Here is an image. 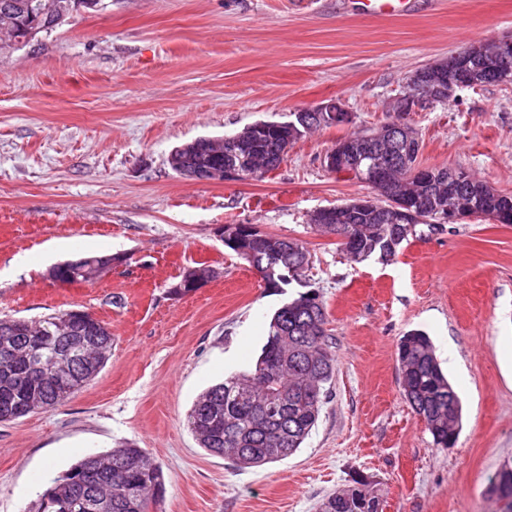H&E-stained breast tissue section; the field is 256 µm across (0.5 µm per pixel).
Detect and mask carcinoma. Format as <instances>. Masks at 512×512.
<instances>
[{"label":"carcinoma","instance_id":"obj_1","mask_svg":"<svg viewBox=\"0 0 512 512\" xmlns=\"http://www.w3.org/2000/svg\"><path fill=\"white\" fill-rule=\"evenodd\" d=\"M76 0H0V22L11 19V28H0V51L14 47L21 35L31 40L71 15ZM440 71L421 84L430 103L446 101L442 89L464 72L483 75L480 86L498 85L500 74L512 75V50L493 46L448 56ZM403 152L409 164L418 163L421 145L418 132L410 129ZM277 131L243 140L235 135L221 139L199 138L190 150L179 154L182 168L202 173L216 165L231 164L255 172L279 158L272 151ZM334 173L352 174L385 166L373 186L377 198L344 203L332 223L356 237L354 245L365 261L384 259L396 224L430 231L440 228L437 213L419 212L431 201L439 210L461 200L475 216L512 224V195L487 186L468 184L448 196V168H433L427 181L414 180L391 157L386 137L365 140L351 135L337 142ZM393 198L411 203L413 216L404 221L391 217L387 207ZM228 249L261 268L272 266L268 288H279L288 279L298 281L311 263V254L295 238L266 235L258 245L252 235L243 236ZM86 258L54 267L56 278L73 280ZM324 304L311 302L308 293L282 305L269 323L266 342L255 366L233 372L203 392L186 415V426L199 447L208 454L230 460L239 470L262 467L294 454L316 427L329 391L336 359L326 329ZM112 330L107 323L85 311L72 320L62 310L37 321L0 318V422L15 421L47 412L94 380L105 367L112 349ZM401 386L405 400L425 423L433 443L453 446L461 421L462 402L443 373L429 336L411 331L397 346ZM488 491L500 503L499 512H512V479L493 478ZM164 492L161 468L144 448L128 444L109 452L91 454L63 478L48 486L29 512H54L51 504L63 501L68 512H148ZM319 512H378L360 501L355 490L343 488L327 495Z\"/></svg>","mask_w":512,"mask_h":512}]
</instances>
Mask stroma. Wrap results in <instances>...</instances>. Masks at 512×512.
Instances as JSON below:
<instances>
[{
	"label": "stroma",
	"mask_w": 512,
	"mask_h": 512,
	"mask_svg": "<svg viewBox=\"0 0 512 512\" xmlns=\"http://www.w3.org/2000/svg\"><path fill=\"white\" fill-rule=\"evenodd\" d=\"M0 53V317L83 309L112 355L55 410L0 423V512H28L52 480L123 442L147 449L165 493L149 512H317L364 475L383 512H497L512 462V224L470 218L352 262L310 222L372 195L326 153L389 122L426 64L512 35V0H417L396 16L350 0H104ZM341 98L351 123L297 140L261 180L198 182L170 151ZM424 167H462L512 194V85L463 89L413 113ZM253 224L303 241L302 281L264 287L218 230ZM111 255L92 284L48 272ZM27 264L17 268V257ZM218 275L171 293L197 264ZM326 305L336 372L316 428L287 459L240 471L185 426L196 397L254 365L273 313L300 293ZM426 332L463 404L453 447L434 446L401 394L397 343ZM510 471L508 465L503 466L499 472V479L501 480L502 474ZM498 472L489 483L488 491L492 497L500 503L499 512H512V477L509 482L500 484L498 483Z\"/></svg>",
	"instance_id": "1"
}]
</instances>
